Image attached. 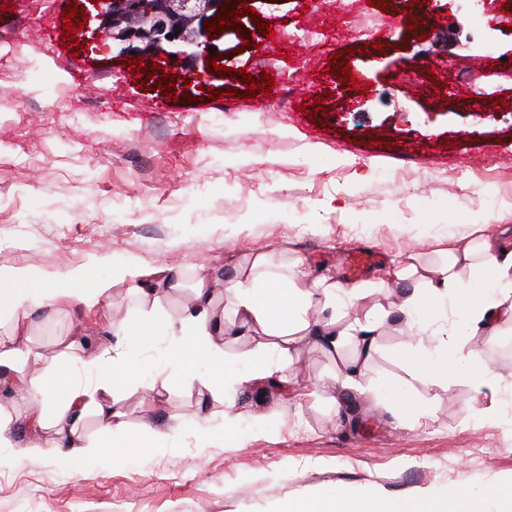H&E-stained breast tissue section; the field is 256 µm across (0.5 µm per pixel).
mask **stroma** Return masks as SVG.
I'll list each match as a JSON object with an SVG mask.
<instances>
[{
	"instance_id": "stroma-1",
	"label": "stroma",
	"mask_w": 512,
	"mask_h": 512,
	"mask_svg": "<svg viewBox=\"0 0 512 512\" xmlns=\"http://www.w3.org/2000/svg\"><path fill=\"white\" fill-rule=\"evenodd\" d=\"M87 20L72 43L61 40L68 4ZM446 17H427L422 38L409 42L395 25L393 5L366 8L393 26L381 49L367 46V28L341 9L342 33L305 42L291 59L252 33L240 49L224 38V64L257 76L272 73L271 94L209 99L221 79L173 83L176 102L145 91L87 0H14L0 7V35L12 41L0 57V266L39 275L62 273L96 256L138 267L167 265L180 276L165 314L187 302L195 275L217 277L230 263L263 254L271 264L294 260L315 277L373 287L351 317L386 304L378 288L411 253L422 263L467 235L471 225L512 237V81L488 75L475 103L454 97L455 73L490 56L512 61V31L475 27L469 0H447ZM311 0H257L270 27L305 26ZM350 50L351 72L369 89H351L326 67ZM422 68L414 86L395 81L406 66ZM291 96H284L285 88ZM330 96L325 114L306 106ZM510 107L499 111L495 102ZM377 248L382 260L360 276L349 254ZM139 323L137 303L122 286L90 310L63 304L46 310L32 329L45 353V413L63 404L71 383L88 381L79 360L85 345L65 351L67 335L104 339L107 318ZM405 340L396 326L380 338L365 384L380 405L367 409L346 395L341 407L300 399L295 385L244 390L232 431L210 418L211 395L167 385L157 406L140 395L114 394L127 428L115 438L94 417L85 439L103 448L88 458L74 451L57 462L47 445L27 456V402L12 373L0 366V512H282L291 502L331 501L345 490L379 496L422 489L466 493L480 512H512L503 496L512 483V406L495 423L482 421V401L463 379L415 381L393 355ZM172 339H132L133 373L162 379ZM403 393L432 407L421 425L398 427L385 404ZM167 432L165 444L153 434Z\"/></svg>"
}]
</instances>
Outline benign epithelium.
Instances as JSON below:
<instances>
[{"instance_id": "7a95c632", "label": "benign epithelium", "mask_w": 512, "mask_h": 512, "mask_svg": "<svg viewBox=\"0 0 512 512\" xmlns=\"http://www.w3.org/2000/svg\"><path fill=\"white\" fill-rule=\"evenodd\" d=\"M231 0H100L98 5L112 39L128 44L139 41V51L153 58L191 62L223 52L218 42L224 33L208 34V25L219 22L217 13ZM214 46L216 50H208Z\"/></svg>"}]
</instances>
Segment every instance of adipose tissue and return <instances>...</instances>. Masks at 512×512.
<instances>
[{
	"label": "adipose tissue",
	"instance_id": "obj_1",
	"mask_svg": "<svg viewBox=\"0 0 512 512\" xmlns=\"http://www.w3.org/2000/svg\"><path fill=\"white\" fill-rule=\"evenodd\" d=\"M441 262L420 265L417 255H408L395 282L399 286L395 310L371 308L363 318L349 319L342 306L357 305L364 298L363 288L341 287L334 281L320 279L305 283L302 261H294L283 270H271L264 255H256L251 263L233 265V273L225 280L199 275L193 296L178 315L159 320L172 286L168 268L158 266L132 268L113 263L105 280H91L90 266L69 269L60 276L40 277L30 270L0 267V326L17 332L27 329L35 313L53 307L75 296L76 282H90L94 298L108 299L110 290L126 286L137 298L146 319H158L163 335L176 337L170 364L175 382L208 390L217 401L218 415L225 429H232L231 415L237 392L247 382L285 379L298 345L315 343L335 352L338 371L334 383L316 382L310 397L326 396L337 400L350 392L369 401H377L375 388L365 385L363 378L369 361L379 347L383 328L392 312H399L408 337L407 343L395 351L396 360L415 379L444 381L463 378L473 395L488 399L482 411L484 420L501 417V383L493 370L477 361L476 338L493 343L501 324H512V248L490 235L476 240L451 244L442 250ZM479 268V283L463 281L465 268ZM223 298L226 313L214 308L215 298ZM236 325L253 333L270 336L271 348L279 352V360L251 359L248 371L233 366L209 373L196 366L202 355L218 351L217 337L226 335L228 325ZM137 328L123 319L113 320L109 335L118 337L111 346L92 355L89 365H103L105 375L123 380L133 392L154 391L131 375L132 361L123 346ZM38 346L18 348L0 342V366L13 369L16 380L32 400L44 399L41 371L31 364L40 360ZM93 414L106 434H120L126 429L125 414L109 385L73 388L69 400L51 418L35 413L31 423L37 430L54 427L58 439L53 454L69 459L73 449L96 455L97 450L85 442L80 426L86 414ZM288 512H474L468 497L452 491L445 498L428 492L384 499L338 494L334 504L321 500L300 501Z\"/></svg>",
	"mask_w": 512,
	"mask_h": 512
}]
</instances>
